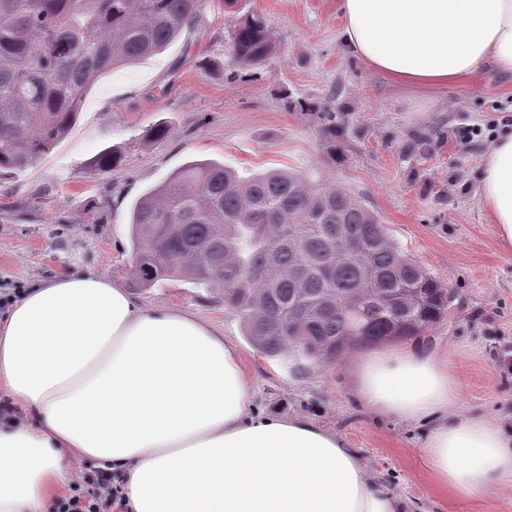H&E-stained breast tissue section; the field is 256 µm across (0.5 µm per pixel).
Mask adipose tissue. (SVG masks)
Returning <instances> with one entry per match:
<instances>
[{"label": "adipose tissue", "mask_w": 512, "mask_h": 512, "mask_svg": "<svg viewBox=\"0 0 512 512\" xmlns=\"http://www.w3.org/2000/svg\"><path fill=\"white\" fill-rule=\"evenodd\" d=\"M339 38L407 90L456 89L484 66L512 75V0H338ZM479 201L512 249V129L481 160ZM354 392L404 424L431 419L427 470L484 512L512 492V430L460 407L449 358L363 354ZM0 512H46L75 455L124 478L130 512H399L336 433L250 414L223 333L153 308L92 273L41 281L0 315Z\"/></svg>", "instance_id": "adipose-tissue-1"}]
</instances>
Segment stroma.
Returning <instances> with one entry per match:
<instances>
[{
  "label": "stroma",
  "mask_w": 512,
  "mask_h": 512,
  "mask_svg": "<svg viewBox=\"0 0 512 512\" xmlns=\"http://www.w3.org/2000/svg\"><path fill=\"white\" fill-rule=\"evenodd\" d=\"M247 10L265 18L276 48L244 68L229 36ZM340 25L336 0H207L198 24L162 53L101 78L50 153L0 177V291L87 271L126 284L132 203L188 161L216 160L242 176L289 166L345 187L453 291L448 316L412 342L450 356L462 409L511 416L512 251L499 249L479 202L489 139L460 134L512 126V76L486 68L448 93H407L343 50ZM161 122L168 135L149 139ZM107 150L121 162L103 173L92 162ZM139 297L222 330L259 415L307 417L336 432L406 512H482L436 493L423 460L428 423L379 417L355 399L360 348L302 373L254 348L215 289L165 281Z\"/></svg>",
  "instance_id": "35a3bbf8"
}]
</instances>
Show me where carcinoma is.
Returning <instances> with one entry per match:
<instances>
[{
  "instance_id": "1",
  "label": "carcinoma",
  "mask_w": 512,
  "mask_h": 512,
  "mask_svg": "<svg viewBox=\"0 0 512 512\" xmlns=\"http://www.w3.org/2000/svg\"><path fill=\"white\" fill-rule=\"evenodd\" d=\"M204 0H0V173L22 171L76 124L103 75L164 51ZM241 65L275 50L249 12L232 30ZM131 287L220 290L271 358L322 366L354 346L420 336L448 316V290L344 187L301 171L243 178L185 163L132 205Z\"/></svg>"
}]
</instances>
